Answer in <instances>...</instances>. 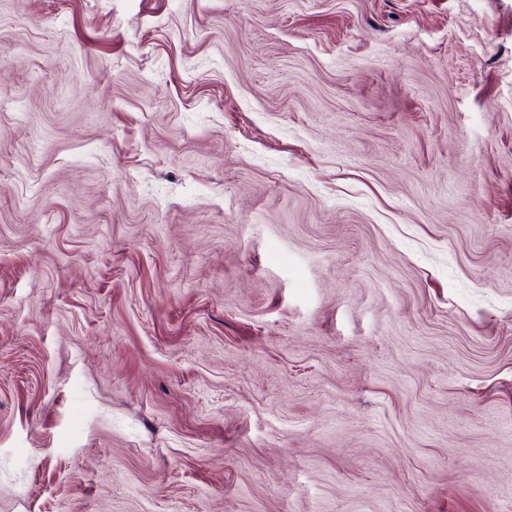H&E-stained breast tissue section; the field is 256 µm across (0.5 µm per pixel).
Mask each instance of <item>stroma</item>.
Listing matches in <instances>:
<instances>
[{
    "label": "stroma",
    "instance_id": "1",
    "mask_svg": "<svg viewBox=\"0 0 512 512\" xmlns=\"http://www.w3.org/2000/svg\"><path fill=\"white\" fill-rule=\"evenodd\" d=\"M0 512H512V0H0Z\"/></svg>",
    "mask_w": 512,
    "mask_h": 512
}]
</instances>
